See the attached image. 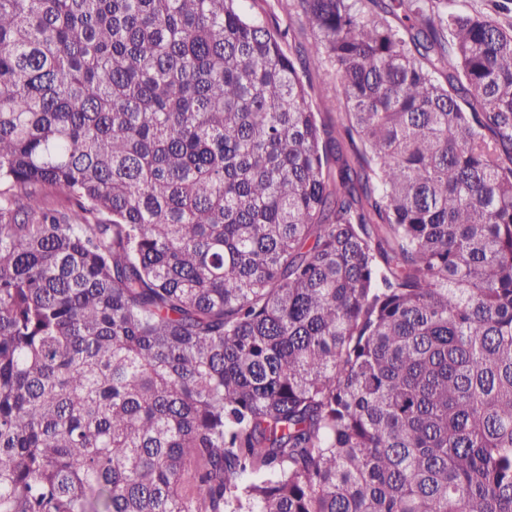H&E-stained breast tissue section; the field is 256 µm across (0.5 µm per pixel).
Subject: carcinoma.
Returning a JSON list of instances; mask_svg holds the SVG:
<instances>
[{"instance_id": "obj_1", "label": "carcinoma", "mask_w": 512, "mask_h": 512, "mask_svg": "<svg viewBox=\"0 0 512 512\" xmlns=\"http://www.w3.org/2000/svg\"><path fill=\"white\" fill-rule=\"evenodd\" d=\"M239 2L0 0V512H512V0ZM291 0H243L240 2L241 10L249 16H255L263 19L274 30L284 33L282 45L285 52L295 54L297 51H303L313 41L309 31H301L299 18L292 11L289 14L288 3ZM288 31L294 34L289 39Z\"/></svg>"}]
</instances>
